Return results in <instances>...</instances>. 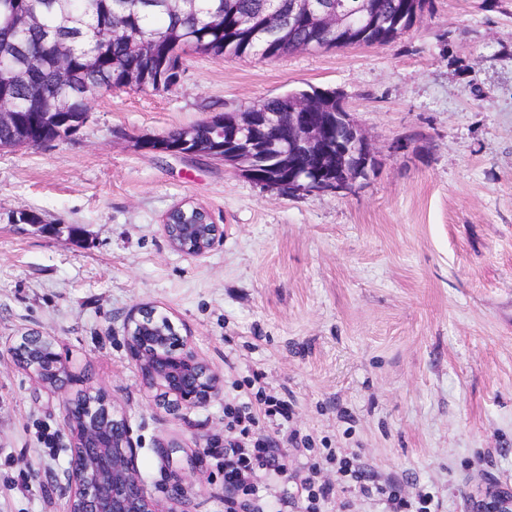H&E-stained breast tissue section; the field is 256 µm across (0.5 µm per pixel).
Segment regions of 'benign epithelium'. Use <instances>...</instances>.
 Returning a JSON list of instances; mask_svg holds the SVG:
<instances>
[{"label":"benign epithelium","instance_id":"obj_1","mask_svg":"<svg viewBox=\"0 0 512 512\" xmlns=\"http://www.w3.org/2000/svg\"><path fill=\"white\" fill-rule=\"evenodd\" d=\"M372 0L352 5L346 0L322 6L315 0H295L291 17H300L320 27L352 33L356 20L364 18L376 25L371 17ZM310 108L303 103L299 111L288 113V144L276 154L264 155L265 162L279 167L285 165L286 151L295 146L316 148L325 127L299 118V112ZM280 115L270 112H250L237 118L220 115L224 132L233 139L251 145L258 124H276ZM356 139L364 153L357 171L341 170L328 177L305 173L292 180L306 194L336 195L350 192L358 179L367 174L374 161L373 148L361 133ZM246 177L252 175L257 159L240 151L215 157ZM205 235L193 245L185 242L182 232L165 218L163 231L173 248L189 258L203 256L224 237V228L206 216L200 221ZM127 350L144 386L152 392L157 408L168 412L191 410L210 404L222 392V379L204 361L192 345L189 336L175 330L171 319L153 307L136 308L126 323ZM37 343L56 349L53 336L33 332L21 336L11 349L14 361L44 387L62 393V412L69 433L70 460L64 471L69 494L67 512H161L148 492L145 481L136 467L137 448L130 435L127 417L119 412L112 400L102 391H86V399L66 394L68 371L47 380L44 371L35 363L25 361V353ZM473 512H512V489L483 487L473 495Z\"/></svg>","mask_w":512,"mask_h":512}]
</instances>
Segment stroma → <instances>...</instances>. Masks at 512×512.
Wrapping results in <instances>:
<instances>
[{
  "instance_id": "1",
  "label": "stroma",
  "mask_w": 512,
  "mask_h": 512,
  "mask_svg": "<svg viewBox=\"0 0 512 512\" xmlns=\"http://www.w3.org/2000/svg\"><path fill=\"white\" fill-rule=\"evenodd\" d=\"M315 87L376 149L354 193L291 195L207 157L135 147ZM410 140L408 152L394 143ZM191 201L224 227L205 255L162 224ZM39 213L43 225L12 222ZM156 307L222 377L209 405L156 409L126 320ZM55 336L74 382L128 418L162 512H224V404L257 380L289 429L471 512L512 487V0H433L396 41L260 61L189 55L165 92H107L72 139L0 151V512H66L61 396L9 354Z\"/></svg>"
}]
</instances>
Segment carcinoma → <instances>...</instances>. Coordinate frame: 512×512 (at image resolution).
<instances>
[{
  "mask_svg": "<svg viewBox=\"0 0 512 512\" xmlns=\"http://www.w3.org/2000/svg\"><path fill=\"white\" fill-rule=\"evenodd\" d=\"M28 23L16 20L37 3ZM289 0H196L193 13L179 16L175 0H12L0 2V70L17 60L16 47L40 48L41 56L25 79L7 86L13 99L12 123L0 126V151H13L25 142L44 145L67 135L45 130L42 114L53 102H69L71 121L87 119L91 104L101 94L120 89L154 92L177 86L184 72L187 53L221 61L226 56L273 59L311 49L337 47L339 37L300 22L288 30V44L264 37H251L237 28V20L248 17L263 23L275 9L288 15ZM386 27L359 26L360 42L385 46L420 21V13L431 8V0H373ZM335 92L316 88L262 99L261 111L287 112L297 97L315 99L314 110L336 111ZM150 150L163 147L179 152L224 154V132L199 122L166 132L158 141L145 144Z\"/></svg>",
  "mask_w": 512,
  "mask_h": 512,
  "instance_id": "cac0c4a2",
  "label": "carcinoma"
}]
</instances>
